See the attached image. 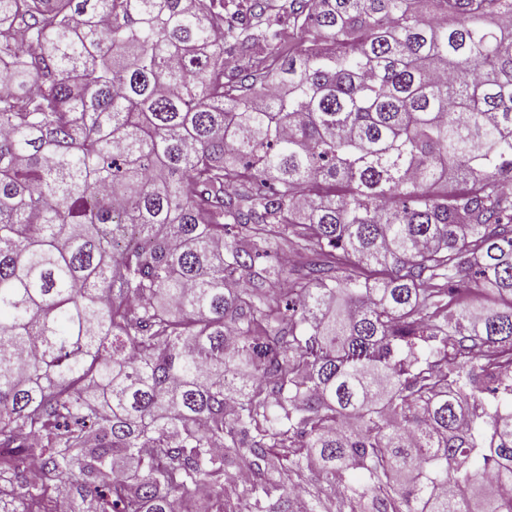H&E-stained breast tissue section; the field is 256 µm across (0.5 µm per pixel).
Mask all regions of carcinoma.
Returning a JSON list of instances; mask_svg holds the SVG:
<instances>
[{
	"mask_svg": "<svg viewBox=\"0 0 512 512\" xmlns=\"http://www.w3.org/2000/svg\"><path fill=\"white\" fill-rule=\"evenodd\" d=\"M417 2L0 0V512H512V0Z\"/></svg>",
	"mask_w": 512,
	"mask_h": 512,
	"instance_id": "cac0c4a2",
	"label": "carcinoma"
}]
</instances>
